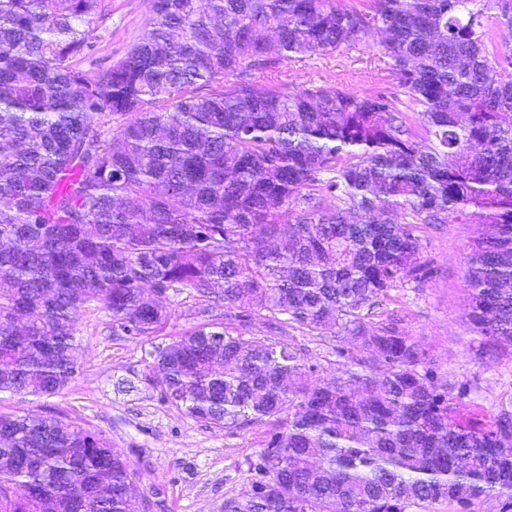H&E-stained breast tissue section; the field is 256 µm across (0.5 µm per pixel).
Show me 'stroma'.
<instances>
[{
  "mask_svg": "<svg viewBox=\"0 0 512 512\" xmlns=\"http://www.w3.org/2000/svg\"><path fill=\"white\" fill-rule=\"evenodd\" d=\"M152 0H99L89 25L90 54L74 58L77 71L94 76L121 60L142 36ZM281 80L291 89L343 83L352 91L399 87L378 41L351 43L328 56L286 62ZM473 224L449 222L422 228L420 257L432 274L422 285L406 282L391 289L385 317L428 352L448 383L466 387L468 411L493 415L512 411V347L483 344L467 319L465 256L476 234ZM171 312L162 335L134 342L113 335L107 310L81 311L79 368L67 387L50 396L0 394V416L39 413L67 415L83 429L104 434L133 474L137 499L151 512H219L225 498L247 485L249 459L264 448L276 423L265 420L236 430L200 422L165 402L159 388L143 380L154 350L165 347L194 322L195 296L182 293L165 301ZM244 336L288 342L317 363L322 377L342 368L352 337H322L296 328L277 329L267 313L236 322Z\"/></svg>",
  "mask_w": 512,
  "mask_h": 512,
  "instance_id": "35a3bbf8",
  "label": "stroma"
}]
</instances>
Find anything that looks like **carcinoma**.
<instances>
[{"instance_id":"1","label":"carcinoma","mask_w":512,"mask_h":512,"mask_svg":"<svg viewBox=\"0 0 512 512\" xmlns=\"http://www.w3.org/2000/svg\"><path fill=\"white\" fill-rule=\"evenodd\" d=\"M97 7L0 0V394L64 390L80 310L103 307L112 335L138 340L190 290L196 324L144 380L216 427L276 419L220 512H474L489 498L508 512L512 413L469 415L465 388L370 317L427 281L417 232L453 215L479 229L471 330L512 344V53L496 41L512 0H152L139 41L90 77L72 59L92 48ZM375 37L406 102L257 81ZM219 303L352 336L356 353L320 380L290 344L227 326ZM131 487L105 435L0 417V512H133Z\"/></svg>"}]
</instances>
